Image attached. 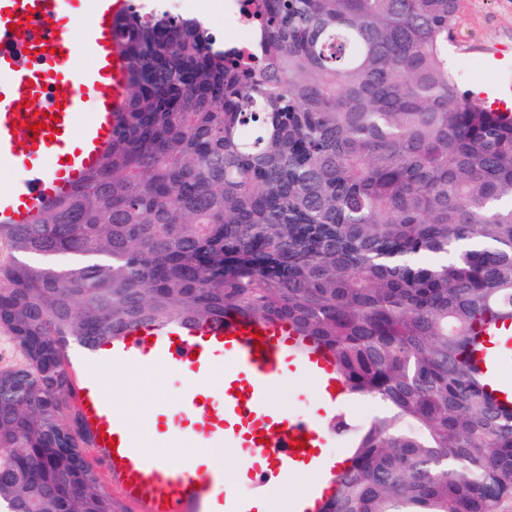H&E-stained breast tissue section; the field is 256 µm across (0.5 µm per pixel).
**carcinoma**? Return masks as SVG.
<instances>
[{
	"mask_svg": "<svg viewBox=\"0 0 512 512\" xmlns=\"http://www.w3.org/2000/svg\"><path fill=\"white\" fill-rule=\"evenodd\" d=\"M260 50L134 0L100 167L0 225V512H123L67 346L235 312L329 347L355 397L324 512H504L512 410L469 360L512 326V114L448 72L458 0H244ZM384 411L385 407L380 401L370 399H358L355 404L348 407L342 404L336 405V414L345 413L347 418L353 422L370 420Z\"/></svg>",
	"mask_w": 512,
	"mask_h": 512,
	"instance_id": "1",
	"label": "carcinoma"
}]
</instances>
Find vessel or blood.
Instances as JSON below:
<instances>
[{
	"mask_svg": "<svg viewBox=\"0 0 512 512\" xmlns=\"http://www.w3.org/2000/svg\"><path fill=\"white\" fill-rule=\"evenodd\" d=\"M130 0H0V224H28L59 192L95 170L111 141L114 118L125 96L128 63L119 49L116 23ZM93 110L81 122L84 105ZM45 122L32 132L31 124ZM55 166L42 167L41 155ZM113 365L158 366L198 380L224 358V390L199 400L188 391L180 425H192L206 447L241 449L254 495L272 496L287 472L303 464L331 480L340 466L318 451L330 447L323 418L276 407L270 397L287 364L318 377L324 401L344 396L333 353L287 326L225 317L212 324L175 323L135 328L108 346ZM91 444L113 482L138 503L140 512H241L230 491H216L204 464L172 466L147 454L162 424L154 417L133 440L128 422L112 411V399L93 375L76 392ZM304 440V448L293 443ZM325 486L297 498L291 512H321Z\"/></svg>",
	"mask_w": 512,
	"mask_h": 512,
	"instance_id": "b4317fda",
	"label": "vessel or blood"
}]
</instances>
